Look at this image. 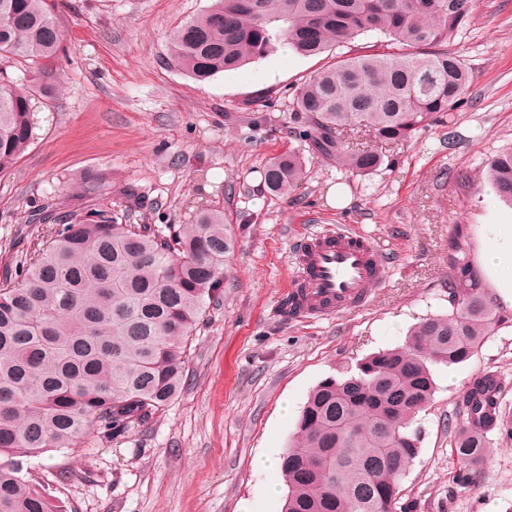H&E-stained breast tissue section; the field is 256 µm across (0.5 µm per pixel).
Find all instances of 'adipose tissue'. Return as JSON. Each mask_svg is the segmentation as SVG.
Instances as JSON below:
<instances>
[{
    "mask_svg": "<svg viewBox=\"0 0 512 512\" xmlns=\"http://www.w3.org/2000/svg\"><path fill=\"white\" fill-rule=\"evenodd\" d=\"M481 232L488 243L479 256L481 270L505 307L512 309V213L496 215Z\"/></svg>",
    "mask_w": 512,
    "mask_h": 512,
    "instance_id": "adipose-tissue-1",
    "label": "adipose tissue"
}]
</instances>
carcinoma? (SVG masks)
Listing matches in <instances>:
<instances>
[{
  "label": "carcinoma",
  "instance_id": "carcinoma-1",
  "mask_svg": "<svg viewBox=\"0 0 512 512\" xmlns=\"http://www.w3.org/2000/svg\"><path fill=\"white\" fill-rule=\"evenodd\" d=\"M54 0H0V58L36 63L59 54ZM474 0H211L169 35L172 64L197 81L235 70L281 44L334 61L288 98V134L301 148L262 169L267 191L286 196L307 164L334 160L367 176L384 159L352 148L363 133L399 145L454 119L470 82L445 46ZM383 51L352 46L367 32ZM31 95L0 78V171L34 140ZM496 196L512 206V147L487 163ZM133 189L112 205L43 210L36 246L0 282V512H64L24 458L53 448L79 452L97 433L116 438L182 390L188 344L235 248L224 211L198 208L189 224H129ZM448 312L421 319L402 347L372 353L309 394L281 455L282 512H396L401 482L419 454L418 413L433 401V364L468 363L502 321L465 251L453 250ZM487 379L461 406L453 453L465 483L476 479L488 435L512 414Z\"/></svg>",
  "mask_w": 512,
  "mask_h": 512
}]
</instances>
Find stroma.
I'll return each instance as SVG.
<instances>
[{
  "label": "stroma",
  "instance_id": "1",
  "mask_svg": "<svg viewBox=\"0 0 512 512\" xmlns=\"http://www.w3.org/2000/svg\"><path fill=\"white\" fill-rule=\"evenodd\" d=\"M66 54L46 64L32 99L35 139L0 172V279L35 243L34 211L105 204L135 189L134 224H187L197 205L222 209L236 245L190 345L185 385L147 423L93 440L85 457L28 458L65 512H281L267 487L281 473L253 460L283 452L309 392L357 360L402 346L422 318L448 311V256L478 259L479 226L502 203L489 159L512 147V0H475L448 43L471 69L454 126L436 124L383 147L390 161L348 176L313 161L302 188L266 192L264 163L294 146L277 131L285 100L325 56L279 48L195 81L170 62L168 37L210 0H57ZM344 185L349 202H328ZM349 226L371 236L387 276L362 311L291 320L280 309L308 234ZM500 374L512 411V311L464 365L436 366L437 391L417 417L422 440L402 484L413 512H512V437L493 436L477 483L458 482L449 422L474 377Z\"/></svg>",
  "mask_w": 512,
  "mask_h": 512
}]
</instances>
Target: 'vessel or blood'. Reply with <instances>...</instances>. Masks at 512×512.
<instances>
[{"instance_id": "1", "label": "vessel or blood", "mask_w": 512, "mask_h": 512, "mask_svg": "<svg viewBox=\"0 0 512 512\" xmlns=\"http://www.w3.org/2000/svg\"><path fill=\"white\" fill-rule=\"evenodd\" d=\"M288 312L302 319H326L361 310L387 274L376 243L339 228L305 237L295 254Z\"/></svg>"}]
</instances>
